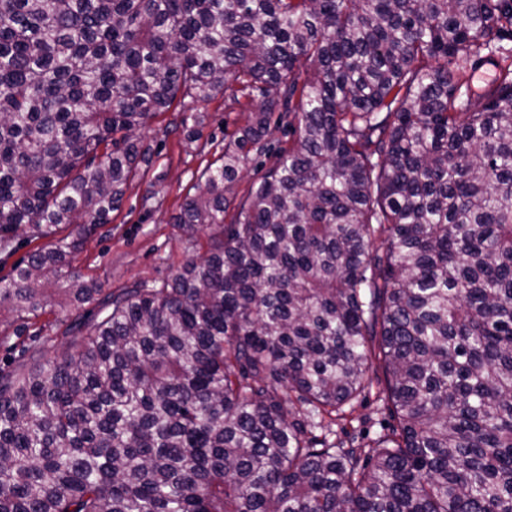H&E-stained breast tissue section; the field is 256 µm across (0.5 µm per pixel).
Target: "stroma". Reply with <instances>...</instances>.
I'll list each match as a JSON object with an SVG mask.
<instances>
[{
  "mask_svg": "<svg viewBox=\"0 0 512 512\" xmlns=\"http://www.w3.org/2000/svg\"><path fill=\"white\" fill-rule=\"evenodd\" d=\"M245 120V111L229 108L220 94L206 102L175 100L169 111L153 117L143 132L154 152L151 167L126 187L111 223L88 236L73 254V266L117 292L141 282L161 283L188 261L203 257L207 232L187 239L175 218L199 172L221 152L225 134ZM77 316L56 296L28 323L1 316L0 371L17 368L20 345L36 334L51 339L47 360L60 359L68 343L64 331ZM390 420L386 405L372 396L364 406L346 411L333 429L338 439L366 442L386 432Z\"/></svg>",
  "mask_w": 512,
  "mask_h": 512,
  "instance_id": "35a3bbf8",
  "label": "stroma"
}]
</instances>
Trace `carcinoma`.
Segmentation results:
<instances>
[{
	"label": "carcinoma",
	"instance_id": "cac0c4a2",
	"mask_svg": "<svg viewBox=\"0 0 512 512\" xmlns=\"http://www.w3.org/2000/svg\"><path fill=\"white\" fill-rule=\"evenodd\" d=\"M223 91L206 255L73 268L148 121ZM26 227L0 314L95 315L0 376V512H512V0H0V250ZM374 388L386 434H316ZM28 228L20 230L14 237L13 249L9 254L0 252V277L8 276L13 267L28 256L38 247H46L51 242L50 238L34 240L30 237Z\"/></svg>",
	"mask_w": 512,
	"mask_h": 512
}]
</instances>
